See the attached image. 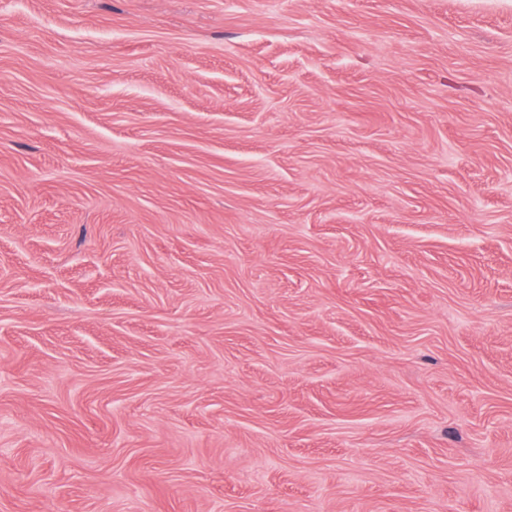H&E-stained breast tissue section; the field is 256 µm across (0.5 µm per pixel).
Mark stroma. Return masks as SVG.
<instances>
[{"mask_svg":"<svg viewBox=\"0 0 512 512\" xmlns=\"http://www.w3.org/2000/svg\"><path fill=\"white\" fill-rule=\"evenodd\" d=\"M0 512H512V0H0Z\"/></svg>","mask_w":512,"mask_h":512,"instance_id":"stroma-1","label":"stroma"}]
</instances>
